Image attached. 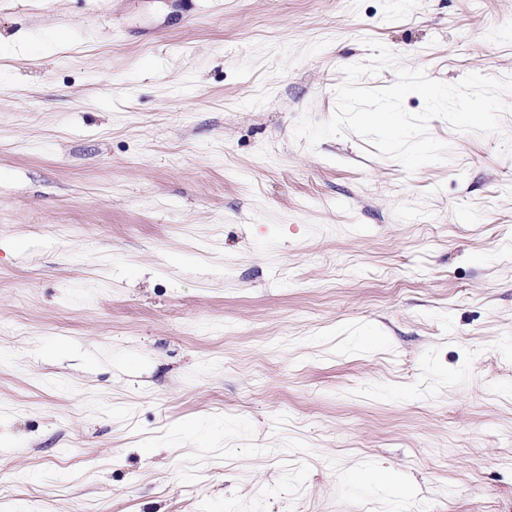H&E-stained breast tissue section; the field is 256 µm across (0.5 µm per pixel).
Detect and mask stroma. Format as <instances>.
I'll use <instances>...</instances> for the list:
<instances>
[{
  "instance_id": "35a3bbf8",
  "label": "stroma",
  "mask_w": 512,
  "mask_h": 512,
  "mask_svg": "<svg viewBox=\"0 0 512 512\" xmlns=\"http://www.w3.org/2000/svg\"><path fill=\"white\" fill-rule=\"evenodd\" d=\"M370 39L512 0H0V512H512V155L295 140Z\"/></svg>"
}]
</instances>
